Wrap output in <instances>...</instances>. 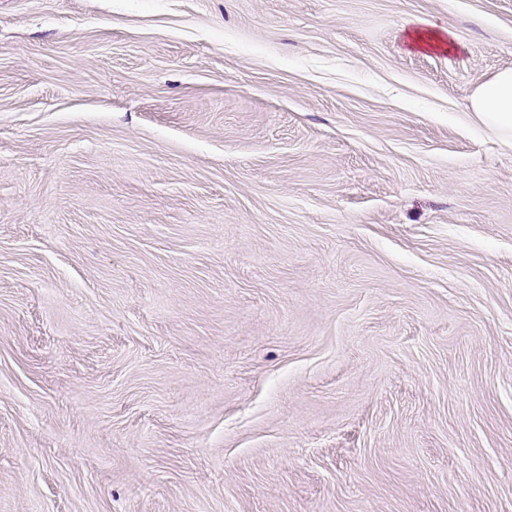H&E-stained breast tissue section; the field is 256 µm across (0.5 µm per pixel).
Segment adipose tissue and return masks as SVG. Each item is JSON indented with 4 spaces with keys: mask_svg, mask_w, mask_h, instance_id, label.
<instances>
[{
    "mask_svg": "<svg viewBox=\"0 0 512 512\" xmlns=\"http://www.w3.org/2000/svg\"><path fill=\"white\" fill-rule=\"evenodd\" d=\"M466 109L501 141L512 144V68L479 84Z\"/></svg>",
    "mask_w": 512,
    "mask_h": 512,
    "instance_id": "adipose-tissue-1",
    "label": "adipose tissue"
}]
</instances>
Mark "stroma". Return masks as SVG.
<instances>
[{"mask_svg": "<svg viewBox=\"0 0 512 512\" xmlns=\"http://www.w3.org/2000/svg\"><path fill=\"white\" fill-rule=\"evenodd\" d=\"M504 68L512 0H0V512H512ZM466 109L501 141L512 144V68L479 84Z\"/></svg>", "mask_w": 512, "mask_h": 512, "instance_id": "obj_1", "label": "stroma"}]
</instances>
